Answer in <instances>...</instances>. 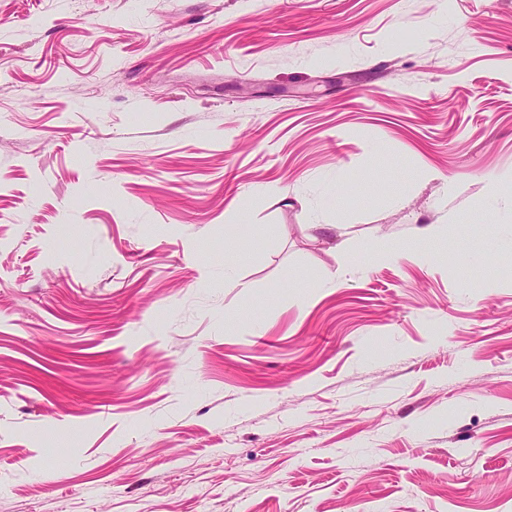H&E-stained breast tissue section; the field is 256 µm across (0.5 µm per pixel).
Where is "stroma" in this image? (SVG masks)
<instances>
[{
  "label": "stroma",
  "mask_w": 512,
  "mask_h": 512,
  "mask_svg": "<svg viewBox=\"0 0 512 512\" xmlns=\"http://www.w3.org/2000/svg\"><path fill=\"white\" fill-rule=\"evenodd\" d=\"M0 512H512V0H0Z\"/></svg>",
  "instance_id": "35a3bbf8"
}]
</instances>
